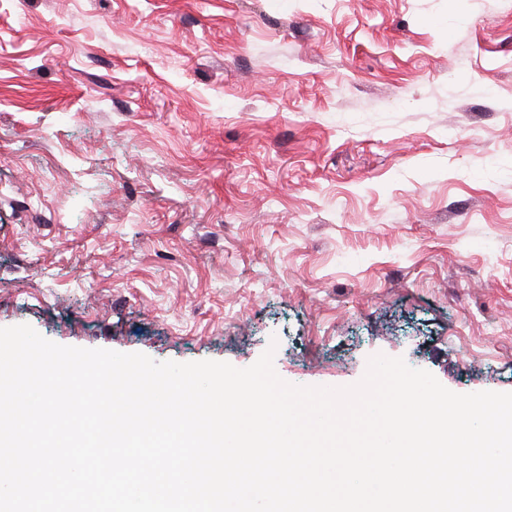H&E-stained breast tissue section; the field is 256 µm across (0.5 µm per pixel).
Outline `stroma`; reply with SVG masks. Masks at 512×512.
I'll return each mask as SVG.
<instances>
[{
    "instance_id": "35a3bbf8",
    "label": "stroma",
    "mask_w": 512,
    "mask_h": 512,
    "mask_svg": "<svg viewBox=\"0 0 512 512\" xmlns=\"http://www.w3.org/2000/svg\"><path fill=\"white\" fill-rule=\"evenodd\" d=\"M512 392V0H0V327Z\"/></svg>"
}]
</instances>
